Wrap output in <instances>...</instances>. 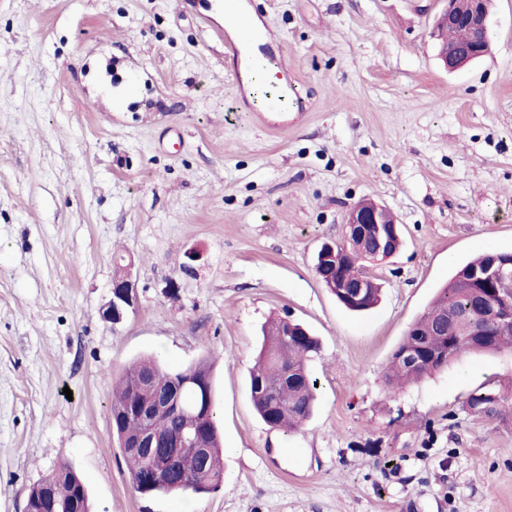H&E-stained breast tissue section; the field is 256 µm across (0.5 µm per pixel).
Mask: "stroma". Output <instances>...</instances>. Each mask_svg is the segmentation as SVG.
Returning a JSON list of instances; mask_svg holds the SVG:
<instances>
[{
  "mask_svg": "<svg viewBox=\"0 0 512 512\" xmlns=\"http://www.w3.org/2000/svg\"><path fill=\"white\" fill-rule=\"evenodd\" d=\"M223 2L0 0V512L63 463L92 512H512V409L466 405L484 386L512 400V356L383 382L453 269L512 250V0L492 2L491 54L457 72L429 36L441 0H238L301 98L280 129L239 103ZM363 198L403 246L369 264L383 297L357 316L314 255ZM118 253L138 304L114 326ZM274 316L321 342L317 408L291 434L250 399ZM144 354L211 362L218 491L133 492L112 376Z\"/></svg>",
  "mask_w": 512,
  "mask_h": 512,
  "instance_id": "obj_1",
  "label": "stroma"
}]
</instances>
